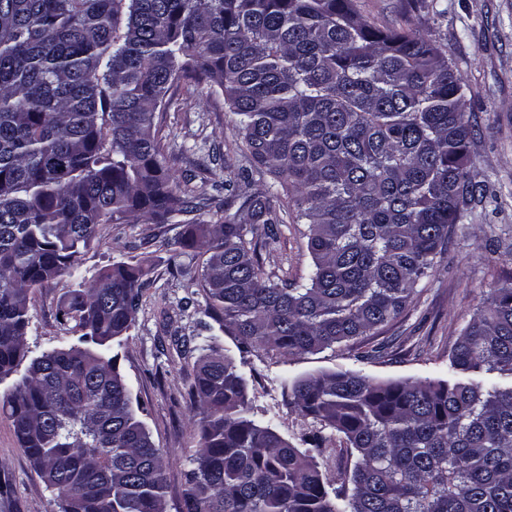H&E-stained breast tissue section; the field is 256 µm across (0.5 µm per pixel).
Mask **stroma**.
Wrapping results in <instances>:
<instances>
[{
	"instance_id": "35a3bbf8",
	"label": "stroma",
	"mask_w": 512,
	"mask_h": 512,
	"mask_svg": "<svg viewBox=\"0 0 512 512\" xmlns=\"http://www.w3.org/2000/svg\"><path fill=\"white\" fill-rule=\"evenodd\" d=\"M358 14L384 29H411L435 44L467 85L472 128L469 178L482 190L461 213L456 234L399 319L379 335L316 354L284 358L261 348L240 353L229 333L210 334L205 294L195 272L200 258L176 255L181 224H103L91 249L81 251L73 275L37 289L28 311L29 357L66 344L59 317L69 294L117 263H143L147 286L128 336L112 342L132 396V406L156 448L169 462L167 512H178L184 472L194 451L188 390L193 361L216 345L239 359L249 384L251 416L297 448L316 428L292 404L286 384L319 372L349 371L379 381L449 380V354L485 299L512 281V254L499 248L512 234V0H354ZM171 148L181 157L179 174H190L195 193L213 195L224 165L240 163L235 117L222 94L181 81L167 95L162 115ZM260 265L271 279L306 282L312 261L306 227L281 224L275 237L256 233ZM189 265L193 275L179 272ZM0 512H57L51 492L20 446L6 412L0 411Z\"/></svg>"
}]
</instances>
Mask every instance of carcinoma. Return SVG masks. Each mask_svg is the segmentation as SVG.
Returning <instances> with one entry per match:
<instances>
[{"label": "carcinoma", "instance_id": "1", "mask_svg": "<svg viewBox=\"0 0 512 512\" xmlns=\"http://www.w3.org/2000/svg\"><path fill=\"white\" fill-rule=\"evenodd\" d=\"M210 83L243 163L217 195L179 184L158 124L170 88ZM466 84L412 30L353 0H0V381L25 355L33 291L72 274L102 224H187L205 315L283 357L373 336L447 251L473 196ZM269 177L265 192L256 181ZM222 213L214 224L190 215ZM307 225L312 271L277 283L259 228ZM146 275L120 263L62 310L76 342L33 359L0 397L58 512H165L166 463L101 349L134 324ZM462 374L512 379V283L462 329ZM188 396L199 419L179 512H512V384L292 382L299 411L356 453L341 485L249 416L247 379L213 346Z\"/></svg>", "mask_w": 512, "mask_h": 512}]
</instances>
